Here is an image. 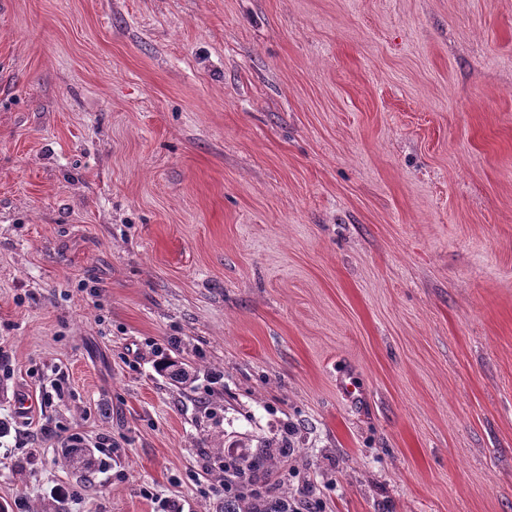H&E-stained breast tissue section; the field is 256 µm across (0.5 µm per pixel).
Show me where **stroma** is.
I'll use <instances>...</instances> for the list:
<instances>
[{
  "label": "stroma",
  "instance_id": "35a3bbf8",
  "mask_svg": "<svg viewBox=\"0 0 512 512\" xmlns=\"http://www.w3.org/2000/svg\"><path fill=\"white\" fill-rule=\"evenodd\" d=\"M0 420L9 512H224L236 442L512 512V0H6ZM196 367L191 363L182 362L178 359H163L157 363V370L159 373L166 374L168 377L177 383L183 384L186 382L191 372H195Z\"/></svg>",
  "mask_w": 512,
  "mask_h": 512
}]
</instances>
